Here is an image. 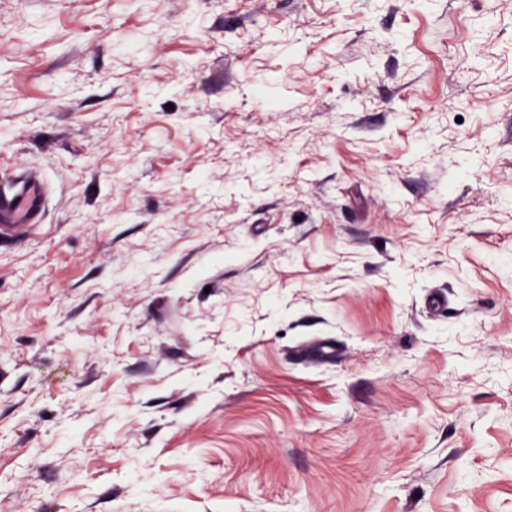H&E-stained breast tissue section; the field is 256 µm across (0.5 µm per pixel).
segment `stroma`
<instances>
[{
  "label": "stroma",
  "mask_w": 512,
  "mask_h": 512,
  "mask_svg": "<svg viewBox=\"0 0 512 512\" xmlns=\"http://www.w3.org/2000/svg\"><path fill=\"white\" fill-rule=\"evenodd\" d=\"M18 168L0 512H512V0H0ZM46 187L34 172L22 174L0 187V237L6 231L31 229L42 222Z\"/></svg>",
  "instance_id": "35a3bbf8"
}]
</instances>
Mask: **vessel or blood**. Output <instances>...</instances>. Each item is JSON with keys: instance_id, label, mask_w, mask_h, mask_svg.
Here are the masks:
<instances>
[{"instance_id": "b4317fda", "label": "vessel or blood", "mask_w": 512, "mask_h": 512, "mask_svg": "<svg viewBox=\"0 0 512 512\" xmlns=\"http://www.w3.org/2000/svg\"><path fill=\"white\" fill-rule=\"evenodd\" d=\"M45 205L46 187L36 173L20 175L9 186L0 187V235L40 224Z\"/></svg>"}]
</instances>
